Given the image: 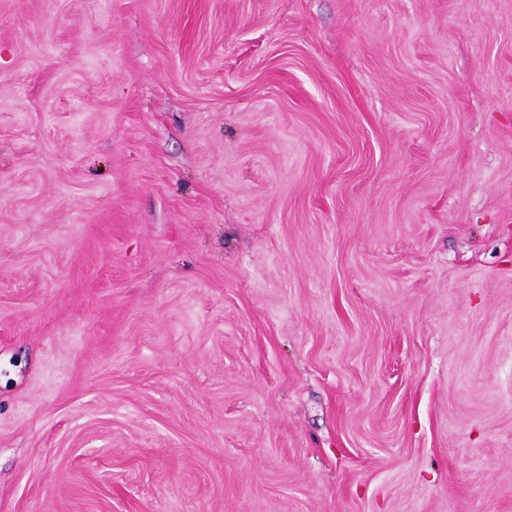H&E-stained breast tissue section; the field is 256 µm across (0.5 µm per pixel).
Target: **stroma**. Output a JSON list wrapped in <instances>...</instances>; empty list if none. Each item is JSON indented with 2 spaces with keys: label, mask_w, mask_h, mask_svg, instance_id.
Segmentation results:
<instances>
[{
  "label": "stroma",
  "mask_w": 512,
  "mask_h": 512,
  "mask_svg": "<svg viewBox=\"0 0 512 512\" xmlns=\"http://www.w3.org/2000/svg\"><path fill=\"white\" fill-rule=\"evenodd\" d=\"M0 512H512V0H0Z\"/></svg>",
  "instance_id": "35a3bbf8"
}]
</instances>
